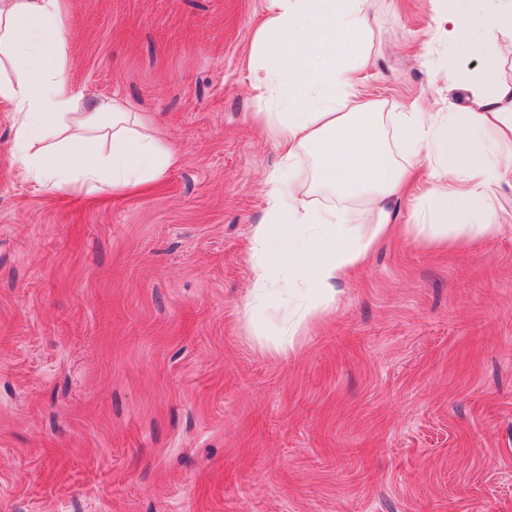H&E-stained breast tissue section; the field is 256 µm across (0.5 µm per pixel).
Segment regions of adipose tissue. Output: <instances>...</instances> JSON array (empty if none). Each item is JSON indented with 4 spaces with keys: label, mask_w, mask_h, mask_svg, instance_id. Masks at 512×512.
<instances>
[{
    "label": "adipose tissue",
    "mask_w": 512,
    "mask_h": 512,
    "mask_svg": "<svg viewBox=\"0 0 512 512\" xmlns=\"http://www.w3.org/2000/svg\"><path fill=\"white\" fill-rule=\"evenodd\" d=\"M365 0H267L268 17L254 36L251 65L259 87L279 102L257 120L284 150L265 179V219L252 240V293L262 300L297 288V322L282 326L275 348L294 349L300 324L331 309L346 281L379 242L392 234L388 203L400 196L408 161L427 156L436 172L429 206L413 225L416 237L447 243L449 231L473 237L501 228L494 187L512 182V82L500 79L498 58L482 61L485 87L470 86L466 112L379 113L343 55L357 52L369 30ZM449 42L468 50L476 32L512 28V0L495 10L443 12ZM64 0H0V99L9 101L18 178L44 193L127 188L162 179L175 164L141 113L117 98L88 99L65 78L69 42ZM397 146L377 136L383 122ZM496 130L497 141L485 139ZM304 150L317 158L320 185L342 197H365L377 213L371 233L342 212L308 205L295 176Z\"/></svg>",
    "instance_id": "1"
}]
</instances>
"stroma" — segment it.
<instances>
[{
  "instance_id": "35a3bbf8",
  "label": "stroma",
  "mask_w": 512,
  "mask_h": 512,
  "mask_svg": "<svg viewBox=\"0 0 512 512\" xmlns=\"http://www.w3.org/2000/svg\"><path fill=\"white\" fill-rule=\"evenodd\" d=\"M445 0H369L381 112H463L486 54ZM66 79L148 114L177 154L123 194H44L15 172L0 99V512H512V231L439 251L398 237L338 286L293 352L292 298L250 301L263 182L254 121L266 0H65ZM309 202L371 231L359 199Z\"/></svg>"
}]
</instances>
